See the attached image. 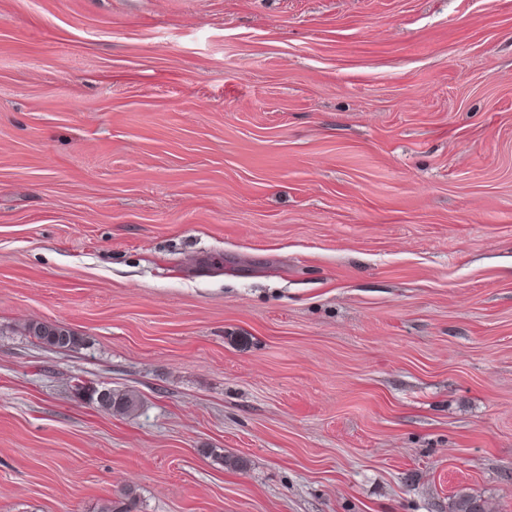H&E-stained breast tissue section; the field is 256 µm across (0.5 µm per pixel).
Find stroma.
I'll list each match as a JSON object with an SVG mask.
<instances>
[{
	"label": "stroma",
	"instance_id": "35a3bbf8",
	"mask_svg": "<svg viewBox=\"0 0 512 512\" xmlns=\"http://www.w3.org/2000/svg\"><path fill=\"white\" fill-rule=\"evenodd\" d=\"M461 493L512 512V0H0V512ZM25 330L43 347L53 350L55 347H65L73 350L81 345V337L73 330L60 325H46L40 322L25 324ZM100 391L104 392L99 393ZM91 399L95 400L98 407L102 410L119 416L131 415L138 411L142 405L140 394L134 390H94L91 394Z\"/></svg>",
	"mask_w": 512,
	"mask_h": 512
}]
</instances>
